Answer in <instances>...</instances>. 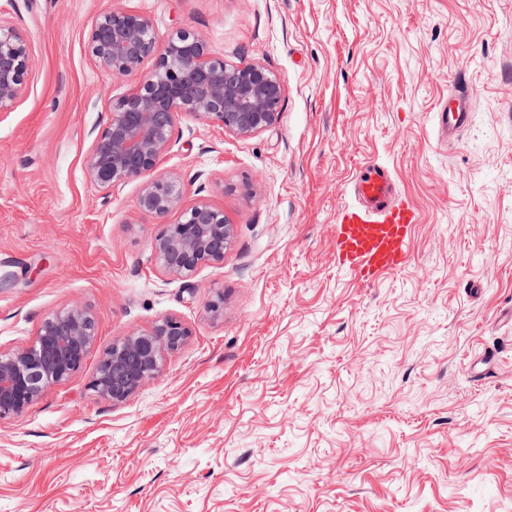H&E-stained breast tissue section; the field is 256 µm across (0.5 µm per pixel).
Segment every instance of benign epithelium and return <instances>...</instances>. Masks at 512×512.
Listing matches in <instances>:
<instances>
[{
    "mask_svg": "<svg viewBox=\"0 0 512 512\" xmlns=\"http://www.w3.org/2000/svg\"><path fill=\"white\" fill-rule=\"evenodd\" d=\"M87 48L96 67L111 77L143 75L135 89L110 105L105 126L93 134L87 181L100 191L137 181L140 212L158 219L181 212V220L165 225L151 243L164 272L189 278L203 265L224 264L233 236L224 210L203 200L186 203L182 177L158 175L156 166L185 117L213 122L238 138L274 125L283 97L280 78L258 63L233 65L212 56L205 38L190 30H177L162 46L148 16L122 8L94 20ZM31 67L27 40L0 22V112L20 97ZM95 336L94 317L74 307L47 316L31 346L0 354V421L22 415L50 385L76 372ZM188 336V327L167 317L116 341L90 389L114 405L125 402L162 374L163 354L179 350Z\"/></svg>",
    "mask_w": 512,
    "mask_h": 512,
    "instance_id": "1",
    "label": "benign epithelium"
}]
</instances>
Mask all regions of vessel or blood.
Here are the masks:
<instances>
[{
    "label": "vessel or blood",
    "mask_w": 512,
    "mask_h": 512,
    "mask_svg": "<svg viewBox=\"0 0 512 512\" xmlns=\"http://www.w3.org/2000/svg\"><path fill=\"white\" fill-rule=\"evenodd\" d=\"M471 120V97L453 93L435 114L437 136L455 140ZM355 200L336 213L333 246L337 266L366 283L403 267L412 229L419 220L407 197L398 194L382 165L364 163L353 180Z\"/></svg>",
    "instance_id": "b4317fda"
}]
</instances>
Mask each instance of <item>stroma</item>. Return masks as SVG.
Here are the masks:
<instances>
[{"mask_svg": "<svg viewBox=\"0 0 512 512\" xmlns=\"http://www.w3.org/2000/svg\"><path fill=\"white\" fill-rule=\"evenodd\" d=\"M114 8L283 84L273 126L187 117L158 162L234 228L189 278L151 250L179 213L85 177L91 129L137 83L87 51ZM0 22L34 57L0 112V354L54 312L97 323L79 370L0 422V512H512V0H0ZM473 87L441 145L438 108ZM369 160L421 214L408 262L371 285L332 254ZM165 317L190 334L160 378L117 406L89 390L113 342Z\"/></svg>", "mask_w": 512, "mask_h": 512, "instance_id": "1", "label": "stroma"}]
</instances>
